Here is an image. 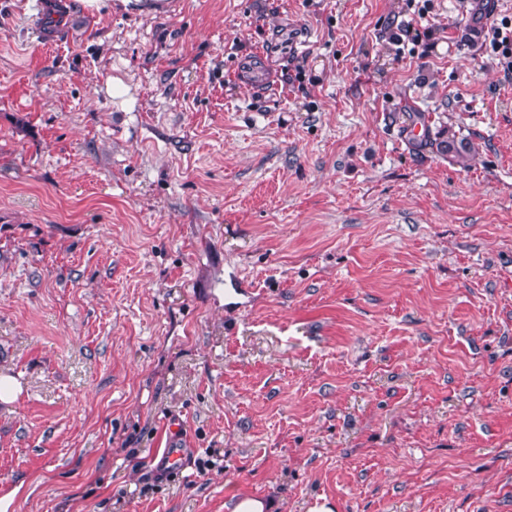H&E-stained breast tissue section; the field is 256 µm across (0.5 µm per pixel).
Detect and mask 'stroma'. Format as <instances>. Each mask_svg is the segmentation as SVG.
<instances>
[{"instance_id":"stroma-1","label":"stroma","mask_w":512,"mask_h":512,"mask_svg":"<svg viewBox=\"0 0 512 512\" xmlns=\"http://www.w3.org/2000/svg\"><path fill=\"white\" fill-rule=\"evenodd\" d=\"M34 2L0 0V505L512 512V76L460 42L489 4L433 0L408 54L406 0H72L51 47ZM263 57L259 95L231 62ZM415 144L418 147L435 146L437 151L446 155L448 153H452L454 154V157L457 158V162L462 165V167L469 166V161L472 157L470 146L463 143H455L454 140H448V138L445 137L443 133L438 134L435 138H431L428 131L427 136L420 141H416Z\"/></svg>"}]
</instances>
